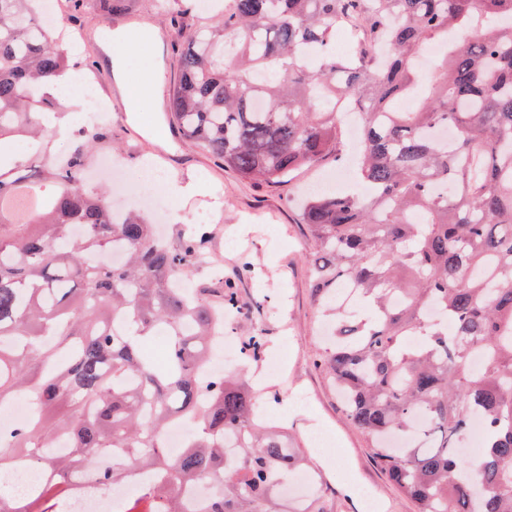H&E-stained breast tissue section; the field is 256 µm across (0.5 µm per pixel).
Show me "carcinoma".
I'll return each instance as SVG.
<instances>
[{
	"label": "carcinoma",
	"instance_id": "obj_1",
	"mask_svg": "<svg viewBox=\"0 0 512 512\" xmlns=\"http://www.w3.org/2000/svg\"><path fill=\"white\" fill-rule=\"evenodd\" d=\"M160 0L180 36L171 112L183 134L243 180L281 183L335 156L357 111L364 190L305 195L298 207L316 252L314 299L332 338L317 365L346 417L417 512H512V0H223L199 28ZM41 0H0V199L22 185L40 207H0V405L36 412L0 430V473L36 467L31 496L0 492V512H61L89 474L118 483L163 474L135 512H181L180 493L210 484L208 512H332L316 492L294 508L280 490L306 458L257 417L240 372L207 373L224 314L245 315L242 280L184 281L209 227L177 244L110 191L86 187L90 152L112 138L85 127L62 162L47 157L44 86L67 70L61 31L135 0H70L49 26ZM356 42L336 52V30ZM124 251L121 262L101 257ZM351 284L365 314L336 304ZM166 334L160 360L146 338ZM266 339L242 337L257 357ZM67 403L59 424L49 411ZM483 427L472 467L458 446ZM188 422L181 455L165 434ZM63 436L68 447L43 449ZM234 437L245 451H227Z\"/></svg>",
	"mask_w": 512,
	"mask_h": 512
}]
</instances>
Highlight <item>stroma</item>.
Returning a JSON list of instances; mask_svg holds the SVG:
<instances>
[{
    "mask_svg": "<svg viewBox=\"0 0 512 512\" xmlns=\"http://www.w3.org/2000/svg\"><path fill=\"white\" fill-rule=\"evenodd\" d=\"M85 25L91 29L105 25L112 31L147 27L154 38L144 43L126 72L136 75L148 61L161 77L153 97L140 111H125L115 72L99 60L98 48L89 50L87 57L97 61L98 91L112 98V138L92 151L91 162L112 153L134 170L143 158L153 155L162 166L163 178L191 179L198 184L182 216L168 215L164 230L168 240L177 241L186 224L196 223L200 210H221L224 221L210 225L206 258L192 278L196 284H207L213 268L219 267L225 278L242 277L245 299L259 300L249 322L262 330L267 347L264 357L244 365L246 380L264 370L268 357L288 355L287 373L266 381L262 402L267 416L288 428L296 443L320 465L318 488L333 512H416L414 502L375 462L366 437L345 417L327 378L314 365L321 331L309 264L314 243L306 225L299 222L294 199L324 175L330 178L329 189L349 187L348 170L357 140L344 135L342 160L327 158L320 166L299 170L286 182L267 185L239 179L195 147L167 116L178 79L177 34L157 0H136L133 13L108 22L90 13Z\"/></svg>",
    "mask_w": 512,
    "mask_h": 512,
    "instance_id": "1",
    "label": "stroma"
}]
</instances>
